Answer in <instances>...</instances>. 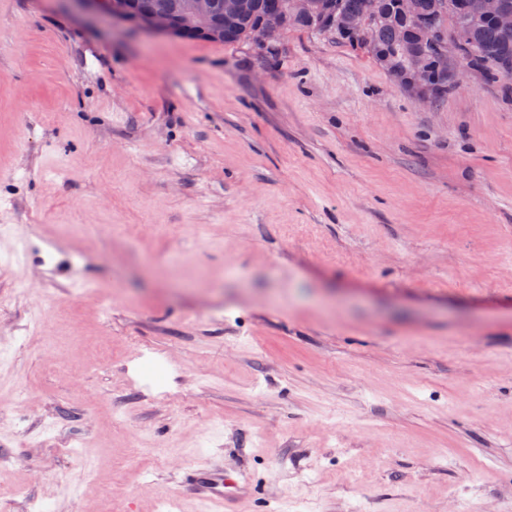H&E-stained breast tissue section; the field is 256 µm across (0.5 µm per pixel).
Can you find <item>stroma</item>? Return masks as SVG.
Returning <instances> with one entry per match:
<instances>
[{"label":"stroma","instance_id":"1","mask_svg":"<svg viewBox=\"0 0 512 512\" xmlns=\"http://www.w3.org/2000/svg\"><path fill=\"white\" fill-rule=\"evenodd\" d=\"M511 83L0 0V512H512ZM189 477L193 482L195 494L204 502L211 504L215 512L232 511L234 496L246 495L250 487L241 484L238 476L233 477L222 468L195 469ZM232 488V490H228Z\"/></svg>","mask_w":512,"mask_h":512}]
</instances>
